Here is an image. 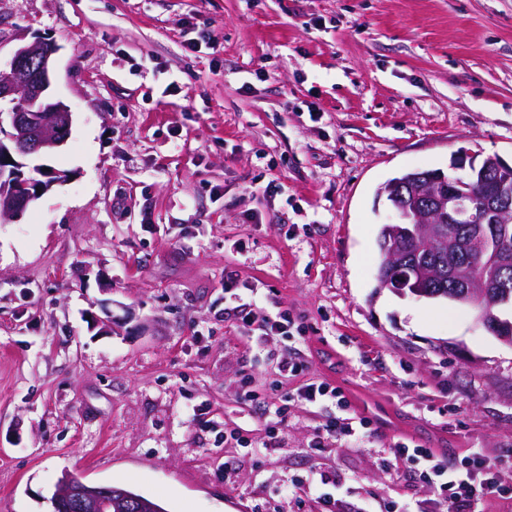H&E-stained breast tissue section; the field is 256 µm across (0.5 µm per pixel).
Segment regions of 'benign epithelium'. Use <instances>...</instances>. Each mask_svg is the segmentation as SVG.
Listing matches in <instances>:
<instances>
[{"label":"benign epithelium","instance_id":"benign-epithelium-1","mask_svg":"<svg viewBox=\"0 0 512 512\" xmlns=\"http://www.w3.org/2000/svg\"><path fill=\"white\" fill-rule=\"evenodd\" d=\"M55 52V46L45 41L21 45L14 51L9 71H0V104H11L9 112L0 113L1 223L15 220L31 201L51 186L49 181L31 178L25 159L58 148L70 134L71 110L63 102H53L48 97L51 59ZM428 194L438 203L436 210L427 213L415 206L413 214L398 215L400 223L410 219V225L403 231L405 238L429 245L431 240L425 235L423 225L458 224L462 220L471 224L474 220L472 207H477L481 218L476 225V238L490 245L488 249L477 248L478 266L497 270L499 290L492 295L484 288L478 289L469 277L460 288L458 279L454 278L448 299L467 298L477 322L486 329L492 324H505L506 320L496 313V307L508 301L512 294L508 280L500 277L509 263L502 243L509 237L512 185L496 178L476 197L465 191L464 184L455 182L437 184ZM430 280L431 276L422 267L412 263L396 283V292L427 298ZM105 503H112L110 487L90 486L70 474L63 475L57 482L54 505L63 512H99Z\"/></svg>","mask_w":512,"mask_h":512}]
</instances>
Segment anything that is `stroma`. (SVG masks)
Masks as SVG:
<instances>
[{
    "label": "stroma",
    "instance_id": "1",
    "mask_svg": "<svg viewBox=\"0 0 512 512\" xmlns=\"http://www.w3.org/2000/svg\"><path fill=\"white\" fill-rule=\"evenodd\" d=\"M36 40L73 122L36 159L66 181L0 223V512H51L66 472L166 512H426L401 439L512 484V345L376 281L385 181L512 163V0H0V71ZM232 271L304 333L225 315ZM297 352L388 423L319 453L338 408L292 403L266 439Z\"/></svg>",
    "mask_w": 512,
    "mask_h": 512
}]
</instances>
